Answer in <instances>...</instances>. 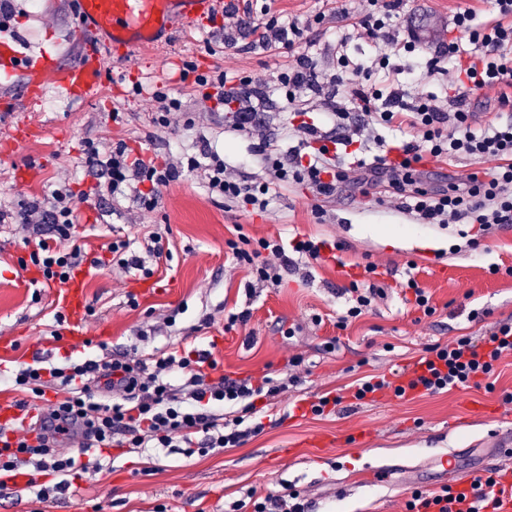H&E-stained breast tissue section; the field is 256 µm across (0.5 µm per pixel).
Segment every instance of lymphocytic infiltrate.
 Listing matches in <instances>:
<instances>
[{"label": "lymphocytic infiltrate", "instance_id": "f902f5d3", "mask_svg": "<svg viewBox=\"0 0 512 512\" xmlns=\"http://www.w3.org/2000/svg\"><path fill=\"white\" fill-rule=\"evenodd\" d=\"M372 5L370 13L338 36L337 70L325 84L318 81L315 60L303 47L305 32L321 23V16L305 22L273 16L259 20L251 30L253 45L268 52L286 49L291 54L287 66L275 75L286 103H294L307 91L325 97L328 118L335 123L338 136L305 122L298 128L296 145L289 149H282L279 141L260 139L253 149L266 172L260 182L228 175L223 156L210 147L185 162L170 156L159 161L134 155L121 139L105 149L89 140L82 163L95 179L98 196L116 201L133 188L139 207L151 211L158 207L163 187L193 174L216 198L263 212L290 182L307 185L316 195L328 198L350 176L366 182L384 175L394 194L401 197L402 209L421 223L476 224L485 232L512 224V123L493 121L482 131H474L469 107L473 94L494 85L503 88L499 105H512V0H492V16L483 22L477 21L473 7L457 11L453 24L458 37L440 43L426 60L419 56L418 35L400 29L405 0H372ZM354 38L385 42L392 53L350 56L347 45ZM419 68L430 74L454 72L451 93L441 98L413 94L400 76ZM182 77L191 80L213 111L235 107L238 131L254 130L257 109L251 99L227 98L224 70L202 72L187 61ZM377 126L409 130L412 138L394 147L384 146L373 160H366L357 145ZM332 141L348 147L347 160L331 153L328 144ZM463 155L492 158L496 165L445 188L422 187L419 166L424 159L449 164ZM21 221L52 227V237L35 239L29 254L45 280L66 283L82 264L95 272L109 267L114 246H107L101 256L77 244L78 208L69 188L32 200ZM228 247L234 259L250 265L258 284L274 286L288 268L322 261L327 244L310 238L289 242L275 238L259 240L253 250L234 240ZM508 352H512V322L503 321L482 339L461 336L448 346L429 348L427 356L418 361L426 369L418 381L429 394L478 385L492 375L495 362ZM216 369L209 351L192 356L176 349L162 352L149 365L128 359L22 367L13 379L15 389L27 394L17 402L18 410L28 412L31 402L44 400L50 390L58 398L50 403L48 415L34 424H18L9 437L0 431V489H6V479L14 471L28 467L33 474L56 478L53 486L37 489V499H45L53 490L66 491L68 478L78 467V454L93 448L178 446L206 455L239 445L247 432L227 427L224 406L242 403L254 409L257 399L276 394L277 388L267 376L233 380L217 374ZM176 372L184 378L178 387L170 381ZM62 438L72 439L76 452L59 448ZM496 484L490 477L473 482L465 491L445 487L428 496L416 492L407 509L424 512L430 505L450 500L455 512H492L499 502L493 492Z\"/></svg>", "mask_w": 512, "mask_h": 512}]
</instances>
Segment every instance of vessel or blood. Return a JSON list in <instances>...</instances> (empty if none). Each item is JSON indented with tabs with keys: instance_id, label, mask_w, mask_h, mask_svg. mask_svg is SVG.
I'll return each mask as SVG.
<instances>
[{
	"instance_id": "1",
	"label": "vessel or blood",
	"mask_w": 512,
	"mask_h": 512,
	"mask_svg": "<svg viewBox=\"0 0 512 512\" xmlns=\"http://www.w3.org/2000/svg\"><path fill=\"white\" fill-rule=\"evenodd\" d=\"M216 0H77V39L86 43L82 57L63 63L53 54L24 53L19 44L0 42V69L22 79L24 94L43 97L54 89L72 100L98 97L108 84L107 63L133 57L143 47H159L158 36L175 22L191 24L208 17ZM67 306L73 322L70 336L82 337L79 326L86 304L85 276L67 283Z\"/></svg>"
}]
</instances>
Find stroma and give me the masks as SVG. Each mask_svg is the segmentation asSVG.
Masks as SVG:
<instances>
[{"mask_svg":"<svg viewBox=\"0 0 512 512\" xmlns=\"http://www.w3.org/2000/svg\"><path fill=\"white\" fill-rule=\"evenodd\" d=\"M465 0H408L405 22L424 40L456 37L453 15ZM16 15L11 38L33 53L50 52L62 61L77 60L83 49L73 37L77 20L69 0H27ZM306 21L322 14L307 37L319 81H328L337 65L332 45L349 20L372 9L370 0H231L223 15L200 21L188 31L175 30L166 45L141 50L133 59L111 64L112 83L94 101L47 92L31 102L20 93L21 79L0 82V97H13L14 111H0V211L49 195L59 186L86 195L79 206L77 230L87 252L106 243L144 246L159 234L169 256L148 278L153 288L141 293L133 277L119 267L87 275L86 339H65L66 290L38 285L23 245L30 228L0 223V401L22 399L12 386L13 372L38 360L58 362L65 354L83 359L129 355L149 359L174 347L210 349L221 371L233 379L271 377L281 391L257 401L255 410L226 406L225 421L244 418L257 432L223 452L186 455L181 448H115L102 469H87L68 493L36 502L32 490L0 492V512H253L254 503L301 492L309 512H406L415 478L410 467L427 465L422 493L445 484L431 461L451 448L461 449L458 468L483 472L490 453L485 437L493 429H512V354L502 356L491 387L456 388L410 400L370 396L357 400L358 380L392 377L414 364L427 348L445 346L460 336H484L497 323L512 319V224L484 233L475 224H422L389 197L385 179L340 184L334 196H316L306 185H285L262 214L214 202L195 176L164 188L159 207L141 210L132 198H99L95 180L82 164L83 143L126 140L134 150L148 148L156 134L174 156L198 153L211 143L224 153L228 172L262 179L260 162L245 164L260 137H280L284 125L322 124L325 106L312 93L301 94L298 108L286 106L273 89L287 54L274 57L248 48L249 25L263 10ZM200 70L223 68L228 92L240 94L246 77L260 89L261 127L244 134L230 112L210 113L190 84L178 80L183 58ZM166 83L183 96L196 127L187 131L182 117L153 131L146 118L149 98L127 96L138 74ZM121 121H113V112ZM18 124L34 131L32 139L13 143ZM493 160L463 156L454 165L423 167L428 188L487 171ZM324 221H317L314 207ZM300 233L341 244L339 261L288 270L280 285L258 286L250 266L233 261L228 240L251 241ZM478 242L466 246L467 238ZM375 265L366 273V265ZM499 273H492V266ZM415 278L430 295L432 315L415 308L407 289ZM375 284L380 292L356 318H347L351 283ZM238 322H231V315ZM341 396L323 415L310 411L323 395ZM492 408L484 418L471 416L473 405ZM363 433L364 444H344L317 454L312 442L321 435Z\"/></svg>","mask_w":512,"mask_h":512,"instance_id":"stroma-1","label":"stroma"}]
</instances>
